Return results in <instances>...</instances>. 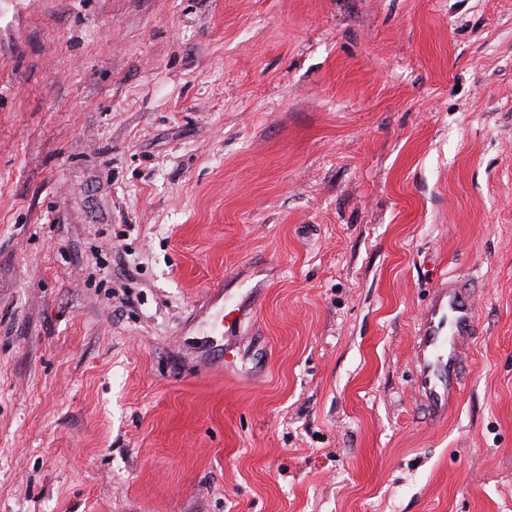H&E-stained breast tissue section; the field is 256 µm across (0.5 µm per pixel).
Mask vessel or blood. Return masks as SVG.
Here are the masks:
<instances>
[{
	"instance_id": "obj_1",
	"label": "vessel or blood",
	"mask_w": 512,
	"mask_h": 512,
	"mask_svg": "<svg viewBox=\"0 0 512 512\" xmlns=\"http://www.w3.org/2000/svg\"><path fill=\"white\" fill-rule=\"evenodd\" d=\"M475 314L469 288L443 281L434 288L419 319L412 346L414 392L431 422L447 421L465 386Z\"/></svg>"
}]
</instances>
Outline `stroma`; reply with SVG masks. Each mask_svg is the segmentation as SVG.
<instances>
[{
	"mask_svg": "<svg viewBox=\"0 0 512 512\" xmlns=\"http://www.w3.org/2000/svg\"><path fill=\"white\" fill-rule=\"evenodd\" d=\"M0 512H512V0H0ZM474 296L462 282L434 288L413 340L416 402L433 423H445L465 386L475 330Z\"/></svg>",
	"mask_w": 512,
	"mask_h": 512,
	"instance_id": "obj_1",
	"label": "stroma"
}]
</instances>
